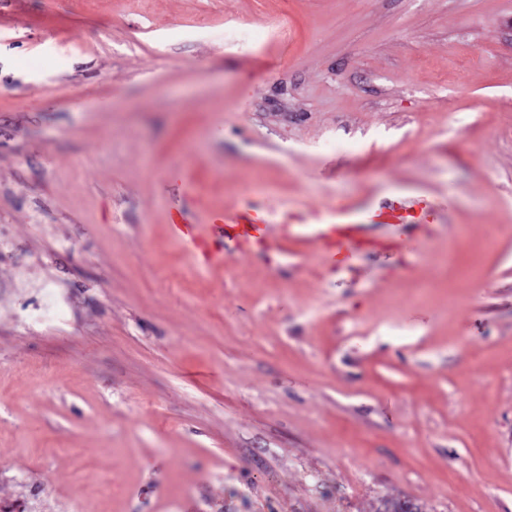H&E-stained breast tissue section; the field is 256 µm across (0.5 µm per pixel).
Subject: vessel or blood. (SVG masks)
<instances>
[{
	"instance_id": "vessel-or-blood-1",
	"label": "vessel or blood",
	"mask_w": 512,
	"mask_h": 512,
	"mask_svg": "<svg viewBox=\"0 0 512 512\" xmlns=\"http://www.w3.org/2000/svg\"><path fill=\"white\" fill-rule=\"evenodd\" d=\"M264 213L279 230L290 232L292 225L304 227V235L314 244L322 258L330 259L340 253H352L362 249H397L403 247L404 239L390 238L380 242L366 239L361 234L358 215L345 204H327L307 213H293L276 207L265 208ZM173 237L186 248L200 252L206 262L226 263L231 251H247L263 242L264 235L254 224L249 209L241 208L226 213L211 225V235L233 244L232 250L214 249L208 246L197 225L174 224L170 227Z\"/></svg>"
}]
</instances>
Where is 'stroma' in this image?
Returning <instances> with one entry per match:
<instances>
[{
	"label": "stroma",
	"mask_w": 512,
	"mask_h": 512,
	"mask_svg": "<svg viewBox=\"0 0 512 512\" xmlns=\"http://www.w3.org/2000/svg\"><path fill=\"white\" fill-rule=\"evenodd\" d=\"M0 503L512 512V0H0ZM264 213L265 218L261 224H275L287 239L293 234L290 232L292 228L290 225L302 224L306 239L317 247L324 259L362 249H397L404 247L406 242H416L411 237L390 238L383 241L364 238L361 234L360 218L346 204H327L303 214L266 206ZM266 217H270V220ZM253 222L249 208H241L224 213L217 224H209L212 236L222 240L218 249L208 246L206 237L201 236L196 224H170V230L177 241L190 250L199 251L206 262L224 264L231 253L226 240L233 243L234 251H248L263 242L265 234L260 233Z\"/></svg>",
	"instance_id": "1"
}]
</instances>
